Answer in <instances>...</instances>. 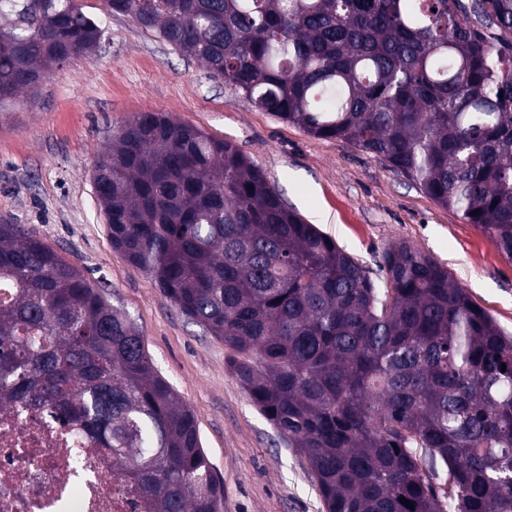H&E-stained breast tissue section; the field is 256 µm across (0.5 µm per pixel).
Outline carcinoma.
<instances>
[{"instance_id":"1","label":"carcinoma","mask_w":512,"mask_h":512,"mask_svg":"<svg viewBox=\"0 0 512 512\" xmlns=\"http://www.w3.org/2000/svg\"><path fill=\"white\" fill-rule=\"evenodd\" d=\"M103 2L252 107L385 160L512 260V0ZM102 37L78 0H0V112ZM94 187L112 247L224 342L326 512H512V336L448 269L398 241L372 278L238 147L164 113L113 131ZM2 291L0 408L78 424L150 512H222L193 412L106 294L0 223Z\"/></svg>"}]
</instances>
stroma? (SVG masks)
<instances>
[{
    "label": "stroma",
    "instance_id": "35a3bbf8",
    "mask_svg": "<svg viewBox=\"0 0 512 512\" xmlns=\"http://www.w3.org/2000/svg\"><path fill=\"white\" fill-rule=\"evenodd\" d=\"M79 2L104 37L98 50L56 66L37 103L0 118V222L23 225L75 264L139 329L155 368L195 415L224 485L223 512H325L304 459L229 373L223 342L113 248L93 183L113 131L139 113L162 112L232 142L287 207L369 268L392 243L409 241L511 333L512 260L382 159L252 107L102 0Z\"/></svg>",
    "mask_w": 512,
    "mask_h": 512
}]
</instances>
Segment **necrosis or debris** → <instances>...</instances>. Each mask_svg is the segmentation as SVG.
<instances>
[{
	"label": "necrosis or debris",
	"instance_id": "necrosis-or-debris-1",
	"mask_svg": "<svg viewBox=\"0 0 512 512\" xmlns=\"http://www.w3.org/2000/svg\"><path fill=\"white\" fill-rule=\"evenodd\" d=\"M0 512H148L95 447L50 409H0Z\"/></svg>",
	"mask_w": 512,
	"mask_h": 512
}]
</instances>
